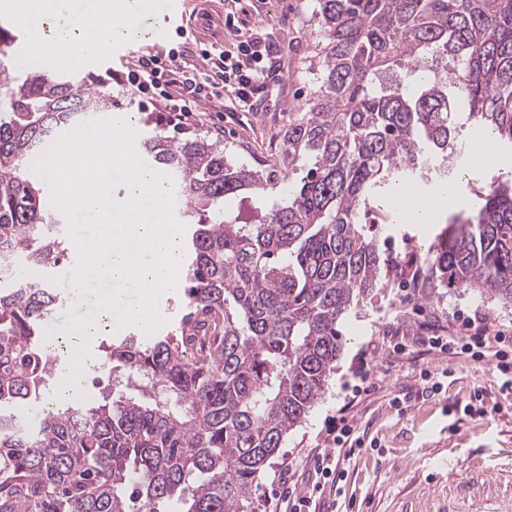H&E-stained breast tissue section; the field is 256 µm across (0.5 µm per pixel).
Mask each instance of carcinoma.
<instances>
[{"mask_svg":"<svg viewBox=\"0 0 512 512\" xmlns=\"http://www.w3.org/2000/svg\"><path fill=\"white\" fill-rule=\"evenodd\" d=\"M322 36L308 110L288 119L260 169L224 147L154 129L142 141L170 172L195 225L183 304L166 333L103 344L101 367L130 395L55 406L56 360L40 323L60 296L41 275L68 259L44 182L45 144L112 99L82 80L14 72L0 52V512H248L260 474L324 395L340 323L381 273L427 269L431 288L512 303V185L454 213L411 265L368 235L396 187L479 174L461 117L512 147V0H316ZM278 198L258 224L226 218L243 190ZM19 263L35 278L16 274Z\"/></svg>","mask_w":512,"mask_h":512,"instance_id":"obj_1","label":"carcinoma"}]
</instances>
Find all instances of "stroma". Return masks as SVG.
Listing matches in <instances>:
<instances>
[{
    "mask_svg": "<svg viewBox=\"0 0 512 512\" xmlns=\"http://www.w3.org/2000/svg\"><path fill=\"white\" fill-rule=\"evenodd\" d=\"M315 0H191L187 38L135 45L134 53H164L177 47L186 69L204 70L202 49H233L238 36L259 30L280 46L279 75L262 94L253 112L232 102L205 106L196 124L184 127L183 138L206 137L224 142V152L237 165L257 168L269 160L288 125V116L307 109L317 67L311 45L320 34L311 21ZM235 15L236 30L223 23V13ZM32 66L49 73L84 78L91 87L108 90L117 111L138 112V130L154 129V115L139 112L130 93L119 84L125 72L120 62L97 69L84 64L63 66L50 59H32ZM512 178V149L499 152L493 165L478 177L457 183L460 211H476L492 178ZM444 217L427 224L386 223L373 227L380 245L410 260L425 253L444 227ZM478 310L503 328L512 327V305L462 288H423L409 297L395 283L375 289L344 317V345L328 388L303 423L289 431L282 448L258 480L252 512H273L282 492L278 473L289 466L308 470L310 456L330 444L337 408L351 392L359 360L387 371L380 389L362 394L354 410L366 445L344 461V479L336 492L324 494L320 512H477L493 500L512 503V393L500 390L501 380L490 361L419 351L411 358L388 356L384 332L400 324L447 327L453 312ZM447 374L442 393L430 396L416 380L422 370ZM482 392L487 414L474 418L463 408L474 392ZM402 398L404 409L393 402Z\"/></svg>",
    "mask_w": 512,
    "mask_h": 512,
    "instance_id": "35a3bbf8",
    "label": "stroma"
}]
</instances>
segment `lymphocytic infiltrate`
<instances>
[{
    "label": "lymphocytic infiltrate",
    "instance_id": "obj_1",
    "mask_svg": "<svg viewBox=\"0 0 512 512\" xmlns=\"http://www.w3.org/2000/svg\"><path fill=\"white\" fill-rule=\"evenodd\" d=\"M278 54V47L257 32L239 42L234 50L203 51V59L210 63L209 70L184 78L182 90L174 88L173 76L181 69L180 53L175 49L163 57L138 56L128 68L125 84L134 92L142 111L171 113L173 120L183 126L199 111L201 104L226 96L243 111H253L268 88ZM383 342L396 356L409 354L412 348L419 346L475 360L494 357L502 390L512 391V331L497 327L488 316L463 317L460 328L451 333L418 336L410 328L399 327L386 332ZM333 431L331 446L311 456L306 479H297L292 470H282L280 480L288 485V493L280 502L283 512H308L325 490L336 489L343 476L341 460L363 448L350 404L337 409Z\"/></svg>",
    "mask_w": 512,
    "mask_h": 512
}]
</instances>
